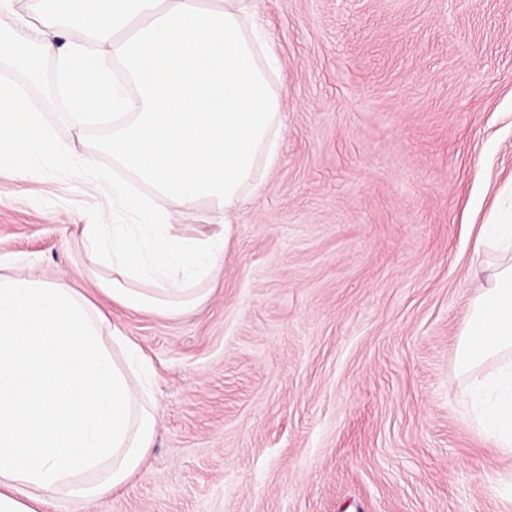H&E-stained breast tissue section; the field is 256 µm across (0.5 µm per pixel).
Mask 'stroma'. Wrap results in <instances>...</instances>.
Instances as JSON below:
<instances>
[{
  "label": "stroma",
  "instance_id": "obj_1",
  "mask_svg": "<svg viewBox=\"0 0 512 512\" xmlns=\"http://www.w3.org/2000/svg\"><path fill=\"white\" fill-rule=\"evenodd\" d=\"M285 128L209 299L100 298L68 243L111 170H0V272L60 278L150 356L158 430L91 512H512V454L467 419L476 239L512 184V0H253Z\"/></svg>",
  "mask_w": 512,
  "mask_h": 512
}]
</instances>
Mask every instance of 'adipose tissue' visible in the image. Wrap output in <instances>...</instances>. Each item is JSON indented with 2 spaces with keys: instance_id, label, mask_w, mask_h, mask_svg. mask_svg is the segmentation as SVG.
I'll return each mask as SVG.
<instances>
[{
  "instance_id": "obj_1",
  "label": "adipose tissue",
  "mask_w": 512,
  "mask_h": 512,
  "mask_svg": "<svg viewBox=\"0 0 512 512\" xmlns=\"http://www.w3.org/2000/svg\"><path fill=\"white\" fill-rule=\"evenodd\" d=\"M251 0H35L33 21L0 30V61L39 83L55 59L77 130L110 115L101 141L112 207L129 224L82 225L77 258L130 312L175 318L209 294L233 216L278 161L284 129L278 62ZM51 110L0 84V166L23 178L44 162L76 166ZM211 233L178 218L199 205ZM494 260L470 303L457 351L463 399L512 453V224L488 227ZM158 413L142 350L64 283L0 274V512H57L123 489L153 447Z\"/></svg>"
}]
</instances>
